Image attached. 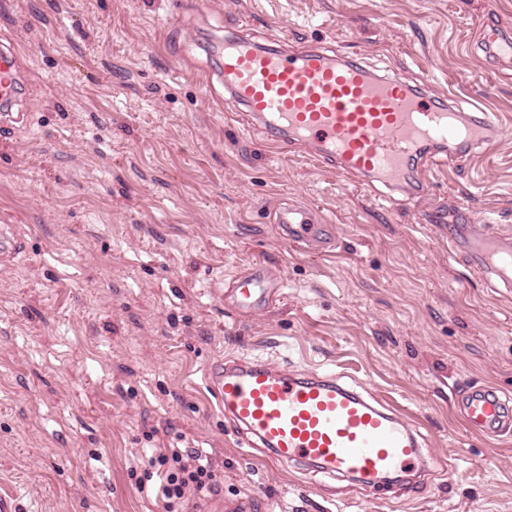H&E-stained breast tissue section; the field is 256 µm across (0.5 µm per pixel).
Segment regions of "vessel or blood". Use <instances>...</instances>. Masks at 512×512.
<instances>
[{"instance_id":"obj_1","label":"vessel or blood","mask_w":512,"mask_h":512,"mask_svg":"<svg viewBox=\"0 0 512 512\" xmlns=\"http://www.w3.org/2000/svg\"><path fill=\"white\" fill-rule=\"evenodd\" d=\"M217 77L231 99L279 152L305 150L333 163L343 176L377 182V198H417L431 189L421 169H432L496 142L504 134L488 111L468 113L457 104L438 105L401 78L380 76L363 62L340 59L322 46L300 51L262 47L246 36L212 39ZM487 62L512 66V33L483 24ZM20 66L0 51V106L18 98ZM280 237L296 246L327 245L333 227L314 211L281 207ZM448 240L466 256L488 287H512V237L452 224ZM283 281L255 265L230 284L238 311H265ZM208 385L225 418L242 427L250 445L272 462L304 461L320 472L351 477L373 489L394 471L408 472L421 457L412 426L377 399L343 385L330 370L290 371L263 361L212 364ZM456 405L473 431L493 435L512 427V400L492 387L463 385Z\"/></svg>"}]
</instances>
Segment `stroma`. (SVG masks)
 Instances as JSON below:
<instances>
[{
	"mask_svg": "<svg viewBox=\"0 0 512 512\" xmlns=\"http://www.w3.org/2000/svg\"><path fill=\"white\" fill-rule=\"evenodd\" d=\"M512 0H0L22 79L0 126V493L20 512H165L146 448H197L219 487L183 512H512V431L470 433L457 384L512 394V293L472 274L433 213L512 232V134L447 165L398 207L279 153L220 83L207 46L243 23L261 45L325 44L485 109L512 131V68L479 24ZM302 202L336 232L326 253L276 233ZM280 302L248 315L226 288L255 263ZM323 367L404 415L428 472L384 492L272 466L224 418L217 361Z\"/></svg>",
	"mask_w": 512,
	"mask_h": 512,
	"instance_id": "1",
	"label": "stroma"
}]
</instances>
